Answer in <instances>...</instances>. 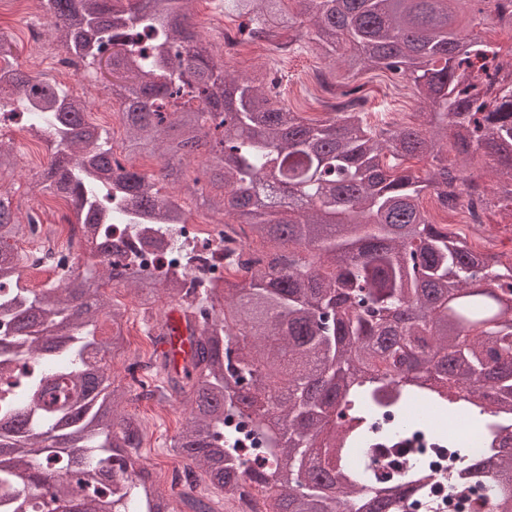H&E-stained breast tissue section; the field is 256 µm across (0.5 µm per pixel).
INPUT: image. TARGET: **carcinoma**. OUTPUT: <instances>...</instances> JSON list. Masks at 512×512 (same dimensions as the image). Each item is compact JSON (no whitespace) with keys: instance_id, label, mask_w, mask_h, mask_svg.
<instances>
[{"instance_id":"cac0c4a2","label":"carcinoma","mask_w":512,"mask_h":512,"mask_svg":"<svg viewBox=\"0 0 512 512\" xmlns=\"http://www.w3.org/2000/svg\"><path fill=\"white\" fill-rule=\"evenodd\" d=\"M39 2L73 66L108 60L129 154L203 158V176L222 193L204 194L198 177L180 192L235 216L246 241L289 249L229 256L235 278L195 290L182 270L143 274L102 232V268L80 276L63 258L48 287L0 295L11 329L0 336V512H32L40 500L63 512L78 495L95 512H214L194 487L172 500L150 473L133 471L145 459L139 427L122 413L132 386L108 374L109 357L126 349V310L107 305L104 277L133 290L147 313L164 297L181 307L192 358L182 376H165L166 400L188 410L174 448L190 461L187 478L201 469L227 504L243 474L260 485L272 469L277 482L261 493L274 512H336L331 479L343 512H392L362 452L379 437L381 414L404 433L421 401L448 419L466 414L481 433H508L491 415L512 414V303L499 295L506 286L512 296V265L434 223L423 195L447 210L493 205L512 218V51L479 49L481 36L457 23L466 6L512 26V0H296L308 39L338 53L348 74L382 70L411 83L429 135L371 125L357 87L339 90L346 109L306 120L280 99L277 79L256 85L224 73L188 22L193 0ZM284 2L222 0L221 8L241 19L246 39L271 42L285 24ZM0 68V102L10 107L7 95L22 94L29 133L55 145L43 192L64 197L82 224L116 219L142 245L184 246L182 206L108 147L86 99L21 71L1 28ZM443 141L465 162H440L427 179L404 166L438 159ZM477 158L499 167L492 202L476 190ZM17 164L16 149L0 141V174ZM23 231L12 197L0 192V289L20 275L25 256L10 241ZM101 316L112 334L97 333ZM427 364L442 369L438 381L397 379ZM338 402L349 411L342 427L331 418ZM258 404L275 408L280 424L266 425ZM235 418L252 424L245 456L228 427ZM425 433L468 463L457 491L486 480L492 504L512 512L511 450L491 449L489 472L469 442L433 425ZM52 468L60 479L37 483ZM390 485L434 488L417 463Z\"/></svg>"}]
</instances>
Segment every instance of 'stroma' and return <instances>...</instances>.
<instances>
[{
	"label": "stroma",
	"instance_id": "stroma-1",
	"mask_svg": "<svg viewBox=\"0 0 512 512\" xmlns=\"http://www.w3.org/2000/svg\"><path fill=\"white\" fill-rule=\"evenodd\" d=\"M192 8L193 23L208 42L213 54L223 58L226 70L246 79L267 73L276 75L284 100L295 111L303 113L304 117L312 119L316 116L314 107L309 104L311 93L317 89L312 81L315 72L330 69L334 72L336 82L342 83L347 79L345 72L334 69L330 57L305 37L303 28L281 29V37L293 40L288 54L284 56L270 54L253 46H241L230 51L225 49L219 29L225 24L237 26V18L224 17L209 0H194ZM45 22L46 19L35 2L23 18L17 16L14 5L0 6V26L10 28L13 33L15 62L32 77L51 80L55 77L53 62L61 55V48L47 39L38 44L32 43L28 36L30 25H42ZM88 72L90 81L78 83L75 92L90 101L93 107L90 120L107 129L108 141L114 152H122L126 132L121 119L105 117L98 111L102 102L111 101V89L97 67H89ZM356 82L361 85L369 99L370 124L381 123L391 116L404 123L413 122L419 104L411 84L396 81L380 70L365 72L357 77ZM15 144L19 154L18 164L10 176L0 180V187L10 191L19 215H26L30 209L38 207L42 209L45 221H52L55 202L50 196L33 189L32 182L37 174L28 166V161L32 158L37 159L39 166H47L51 152L43 142L26 136L17 137ZM109 295L112 303L126 308L128 316L125 333L129 341V352L116 357L110 363L113 380L121 383L125 380L126 368L133 358L152 360L157 357L158 351L155 339L144 334L145 313L133 294L114 288ZM124 412L137 420L142 429L141 452L151 463L155 480L161 490L167 495H178V488L173 487L169 481V473L185 464L173 447L184 417L182 405L158 401L149 405L134 397L125 403Z\"/></svg>",
	"mask_w": 512,
	"mask_h": 512
}]
</instances>
